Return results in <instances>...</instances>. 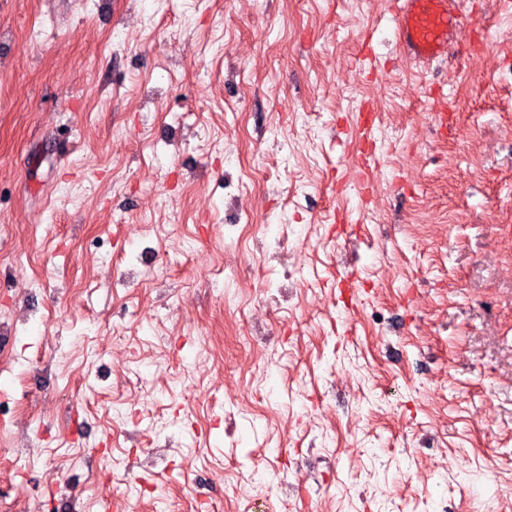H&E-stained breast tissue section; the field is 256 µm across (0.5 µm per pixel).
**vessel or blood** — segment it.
Wrapping results in <instances>:
<instances>
[{
  "label": "vessel or blood",
  "instance_id": "obj_1",
  "mask_svg": "<svg viewBox=\"0 0 512 512\" xmlns=\"http://www.w3.org/2000/svg\"><path fill=\"white\" fill-rule=\"evenodd\" d=\"M395 23L404 53L426 67L447 58L454 34L465 21L461 0H397Z\"/></svg>",
  "mask_w": 512,
  "mask_h": 512
}]
</instances>
